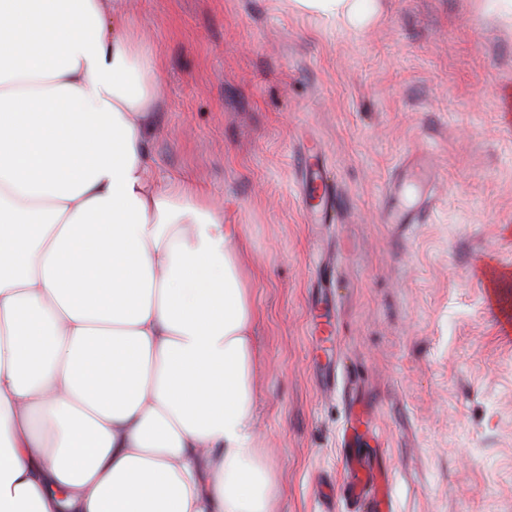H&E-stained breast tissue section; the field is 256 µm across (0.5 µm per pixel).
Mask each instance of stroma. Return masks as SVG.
I'll use <instances>...</instances> for the list:
<instances>
[{
	"label": "stroma",
	"instance_id": "obj_1",
	"mask_svg": "<svg viewBox=\"0 0 512 512\" xmlns=\"http://www.w3.org/2000/svg\"><path fill=\"white\" fill-rule=\"evenodd\" d=\"M166 70L151 164L218 199L258 274L260 445L279 512H358L371 458L391 512H512V23L483 0H378L346 28L294 0H129ZM434 166L419 224H392ZM334 216L303 204L305 160ZM346 487L361 506L371 512H381V504L376 494V464L358 456H351L346 463Z\"/></svg>",
	"mask_w": 512,
	"mask_h": 512
}]
</instances>
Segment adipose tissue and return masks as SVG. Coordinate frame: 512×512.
<instances>
[{
  "label": "adipose tissue",
  "mask_w": 512,
  "mask_h": 512,
  "mask_svg": "<svg viewBox=\"0 0 512 512\" xmlns=\"http://www.w3.org/2000/svg\"><path fill=\"white\" fill-rule=\"evenodd\" d=\"M163 80L123 0H0V512H278L239 227L144 157Z\"/></svg>",
  "instance_id": "1"
}]
</instances>
